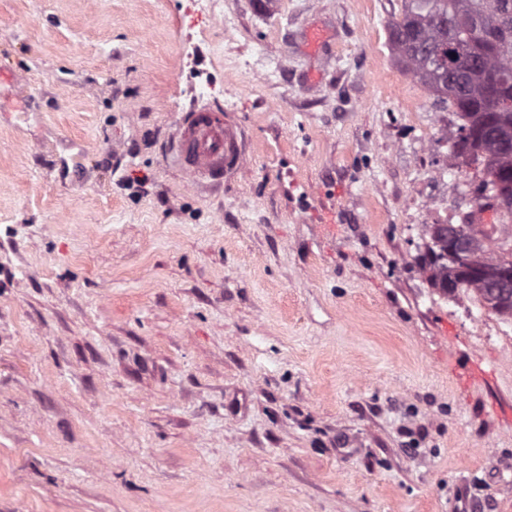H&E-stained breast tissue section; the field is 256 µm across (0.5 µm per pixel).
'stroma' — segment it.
Here are the masks:
<instances>
[{"mask_svg":"<svg viewBox=\"0 0 512 512\" xmlns=\"http://www.w3.org/2000/svg\"><path fill=\"white\" fill-rule=\"evenodd\" d=\"M225 9L0 0V512H512V317L420 269L477 182L401 0ZM174 163L196 182L218 185L241 167V130L219 112L194 110L181 118Z\"/></svg>","mask_w":512,"mask_h":512,"instance_id":"stroma-1","label":"stroma"}]
</instances>
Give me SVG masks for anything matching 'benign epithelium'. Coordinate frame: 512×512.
I'll return each instance as SVG.
<instances>
[{"mask_svg":"<svg viewBox=\"0 0 512 512\" xmlns=\"http://www.w3.org/2000/svg\"><path fill=\"white\" fill-rule=\"evenodd\" d=\"M504 207L503 196L485 190L476 200L473 209L464 214L458 225L435 224L432 237L448 242V279L436 281V287L450 294L467 281L480 289L484 305L498 314H512V266L502 262L476 259L475 238L479 229L477 221L491 210Z\"/></svg>","mask_w":512,"mask_h":512,"instance_id":"benign-epithelium-1","label":"benign epithelium"}]
</instances>
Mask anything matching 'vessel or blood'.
I'll return each mask as SVG.
<instances>
[{
  "instance_id": "b4317fda",
  "label": "vessel or blood",
  "mask_w": 512,
  "mask_h": 512,
  "mask_svg": "<svg viewBox=\"0 0 512 512\" xmlns=\"http://www.w3.org/2000/svg\"><path fill=\"white\" fill-rule=\"evenodd\" d=\"M173 149L178 168L210 185L221 184L236 173L245 158L241 130L209 110L184 113Z\"/></svg>"
}]
</instances>
